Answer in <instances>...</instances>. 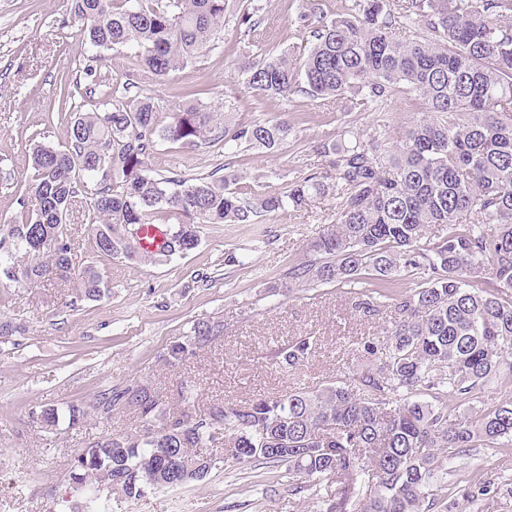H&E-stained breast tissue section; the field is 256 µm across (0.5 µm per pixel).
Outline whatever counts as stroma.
<instances>
[{
	"label": "stroma",
	"instance_id": "obj_1",
	"mask_svg": "<svg viewBox=\"0 0 512 512\" xmlns=\"http://www.w3.org/2000/svg\"><path fill=\"white\" fill-rule=\"evenodd\" d=\"M309 0H255L263 22L245 33L237 17L188 67L151 86L158 119L168 123L185 105L179 90L197 92L208 109L229 111L234 122L287 120L292 134L279 152L247 150V170L264 171L266 192L289 184L327 162L314 152L343 131L380 126L399 140L420 105L397 95L379 112H360L335 99L295 95L268 99L245 91L235 73L251 54L291 51L302 55L309 34L297 21ZM71 0H0V224L17 210L32 173L30 145H63L68 124L59 107L61 78L86 85V67L116 82L126 71V50L91 59L71 16ZM225 163L224 148L160 152L157 173L169 169L200 178ZM336 218V199L259 217L254 224H204L199 246L171 259L129 262L97 253L81 212L70 222L76 238L74 266H94L108 283L97 301L78 298L74 281L49 272L31 284L0 277V318L23 325L24 333L0 338V512H79L87 501L69 474L74 457L103 431L135 434L147 421L132 406L113 410L100 422L99 394L132 383L158 395L165 416L203 415L214 404L242 405L259 396L304 391L352 380L366 362L356 340L380 336L394 317L391 307L367 316L346 289L329 284L298 287L291 268L310 256L311 243ZM220 323L223 336L199 341L185 360L171 363L168 351L187 341L196 323ZM312 337L306 365L282 372L270 356L277 345ZM192 385L197 398L181 400ZM78 405L88 415L78 425L40 420L43 407ZM512 480V454L479 448L450 464L448 512H512V495L498 483ZM490 486L469 502L463 490ZM112 512H311L313 505L288 487V468L258 461L225 460L200 481L152 488L138 498L111 495Z\"/></svg>",
	"mask_w": 512,
	"mask_h": 512
}]
</instances>
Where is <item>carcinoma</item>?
<instances>
[{
	"label": "carcinoma",
	"instance_id": "1",
	"mask_svg": "<svg viewBox=\"0 0 512 512\" xmlns=\"http://www.w3.org/2000/svg\"><path fill=\"white\" fill-rule=\"evenodd\" d=\"M80 35L91 52L125 47L131 81L110 85L92 68L85 96L112 99L86 112L68 104L66 144L39 143L31 151L26 191L34 210H21L0 228V267L10 280L35 282L53 269L73 270L75 238L67 221L87 208L97 252L142 261L144 224L169 225L166 257L200 243V224H255L260 216L299 210L314 199L341 198L336 222L311 245L324 260L292 268L298 283L359 288L356 308L378 311L392 301L395 318L362 352L371 356L346 384L262 397L246 406L215 405L192 419L174 416L137 435L104 432L74 457L78 488H106L138 497L154 481L177 487L206 477L220 456L204 453L224 435V454L288 465L291 491L305 493L315 512H432L450 461L505 440L512 448V400L451 416L439 402L464 405L502 372L512 373V4L509 0H358L335 17L317 14L308 53L294 59L249 57L235 70L258 96L347 100L375 112L400 93L424 105L400 140L384 133L345 131L343 143L320 142L315 152L329 168L292 182L287 192L245 196L230 189L238 176L188 178L152 173L164 145L195 149L224 144L275 153L288 143L286 121L229 125L228 113L200 104L159 123L154 97L141 84L160 83L187 67L224 30L228 12L256 31L254 0H71ZM421 25L423 38L397 30ZM473 214L476 222L462 217ZM444 232L427 236V227ZM27 257L20 263L18 255ZM421 277L409 295L381 285L404 275ZM78 296L98 300L107 291L91 267L78 271ZM484 284L492 290L478 288ZM315 349L304 338L274 352L280 368L302 366ZM131 405L156 415L158 398L139 384L111 389L95 409ZM166 448L188 464L173 471Z\"/></svg>",
	"mask_w": 512,
	"mask_h": 512
}]
</instances>
